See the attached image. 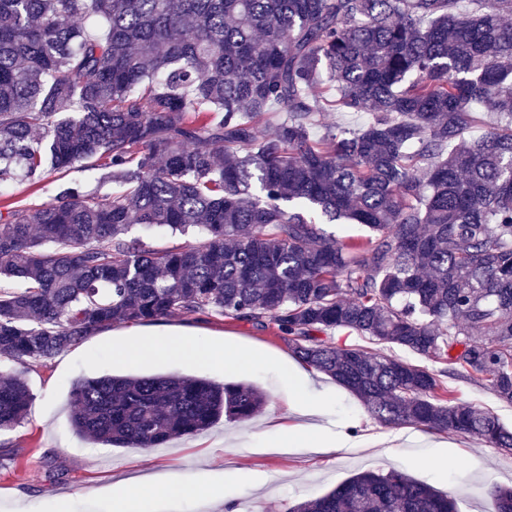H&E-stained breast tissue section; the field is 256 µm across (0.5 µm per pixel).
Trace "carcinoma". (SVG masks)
<instances>
[{
    "instance_id": "1",
    "label": "carcinoma",
    "mask_w": 512,
    "mask_h": 512,
    "mask_svg": "<svg viewBox=\"0 0 512 512\" xmlns=\"http://www.w3.org/2000/svg\"><path fill=\"white\" fill-rule=\"evenodd\" d=\"M509 15L512 0H0V185L49 192L0 211V357L46 362L173 314L268 319L378 422L512 451V429L444 381L512 405ZM333 107L369 121L313 137ZM480 107L507 124L469 139ZM135 224L194 243L149 248ZM336 329L438 368L338 347ZM30 402L0 371V431ZM71 403L81 438L149 449L268 397L110 373ZM488 496L512 512V489ZM289 512L458 510L392 470Z\"/></svg>"
}]
</instances>
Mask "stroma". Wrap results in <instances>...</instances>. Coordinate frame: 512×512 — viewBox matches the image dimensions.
Wrapping results in <instances>:
<instances>
[{
  "label": "stroma",
  "instance_id": "35a3bbf8",
  "mask_svg": "<svg viewBox=\"0 0 512 512\" xmlns=\"http://www.w3.org/2000/svg\"><path fill=\"white\" fill-rule=\"evenodd\" d=\"M178 328L210 343H230L265 353L269 365L241 373L223 363L199 366L164 358L146 364H122L114 346L132 335ZM0 370L22 375L32 396L29 415L14 430L0 433V512H95L111 501L112 491L145 474L196 482L220 481L237 472L226 489L225 504L159 500V512H287L300 501L321 496L355 474L396 468L437 490L450 493L461 512H488L487 489L512 486V451L479 444L456 433H434L410 425L374 420L362 402L327 375L299 362L286 336L272 322L219 318L207 313L172 316L152 323H117L87 337L44 363L19 364L0 357ZM306 378L305 396L323 404L307 417L297 410V395L285 373ZM177 372L217 383L248 382L269 396L268 406L245 422L224 420L207 432L173 439L158 448H112L78 438L71 429L70 391L79 378L106 373ZM317 424L348 435L341 450L309 453L264 452L260 445L278 425ZM448 455V469H434L435 451ZM264 485H257V478Z\"/></svg>",
  "mask_w": 512,
  "mask_h": 512
}]
</instances>
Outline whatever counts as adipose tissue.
I'll list each match as a JSON object with an SVG mask.
<instances>
[{
	"instance_id": "1",
	"label": "adipose tissue",
	"mask_w": 512,
	"mask_h": 512,
	"mask_svg": "<svg viewBox=\"0 0 512 512\" xmlns=\"http://www.w3.org/2000/svg\"><path fill=\"white\" fill-rule=\"evenodd\" d=\"M115 358L123 361H146L156 356L173 360H189L208 365L215 360H223L225 368L235 371H247L266 365V358L250 350L221 351L208 344L198 342L183 335L154 334L135 341L118 343ZM268 447L278 449L303 448L309 451H322L328 448L347 447L348 441L343 434L329 435L320 427L282 428L267 440Z\"/></svg>"
}]
</instances>
